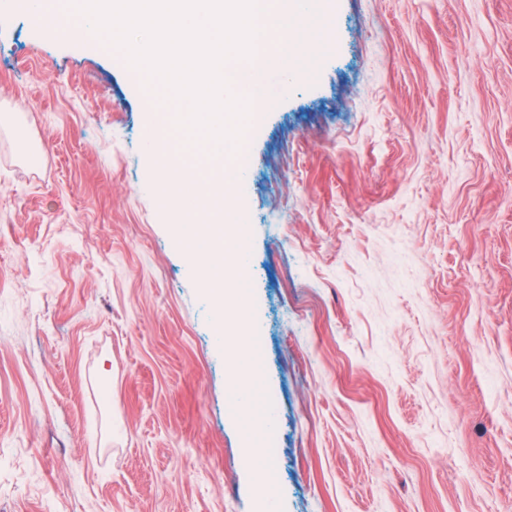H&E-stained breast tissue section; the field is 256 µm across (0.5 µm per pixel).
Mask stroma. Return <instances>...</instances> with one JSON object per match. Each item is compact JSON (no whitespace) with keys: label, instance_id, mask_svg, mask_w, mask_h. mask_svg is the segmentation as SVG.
<instances>
[{"label":"stroma","instance_id":"stroma-1","mask_svg":"<svg viewBox=\"0 0 512 512\" xmlns=\"http://www.w3.org/2000/svg\"><path fill=\"white\" fill-rule=\"evenodd\" d=\"M33 26L0 11V512H258L151 92ZM307 37L237 194L275 512H512V0H336Z\"/></svg>","mask_w":512,"mask_h":512}]
</instances>
